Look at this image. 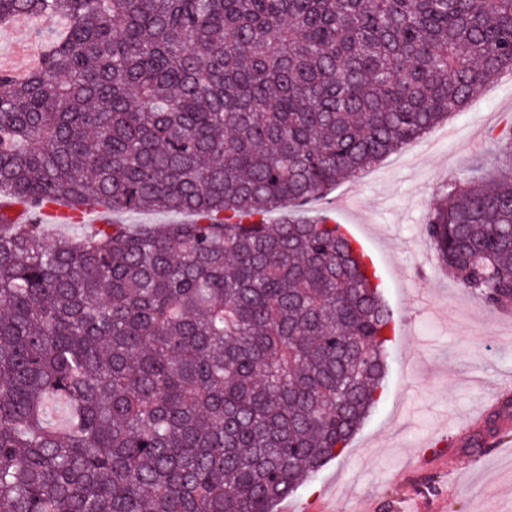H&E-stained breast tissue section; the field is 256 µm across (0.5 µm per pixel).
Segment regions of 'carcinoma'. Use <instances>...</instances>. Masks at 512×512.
Masks as SVG:
<instances>
[{"label": "carcinoma", "instance_id": "1", "mask_svg": "<svg viewBox=\"0 0 512 512\" xmlns=\"http://www.w3.org/2000/svg\"><path fill=\"white\" fill-rule=\"evenodd\" d=\"M30 15L66 27L0 74V194L196 220L48 243L0 213V512H273L379 403L396 326L343 225L267 215L512 68V0H0ZM494 140L426 234L507 309Z\"/></svg>", "mask_w": 512, "mask_h": 512}]
</instances>
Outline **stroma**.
I'll return each mask as SVG.
<instances>
[{
    "label": "stroma",
    "mask_w": 512,
    "mask_h": 512,
    "mask_svg": "<svg viewBox=\"0 0 512 512\" xmlns=\"http://www.w3.org/2000/svg\"><path fill=\"white\" fill-rule=\"evenodd\" d=\"M59 22L36 18L0 30V67L27 69L14 44L39 47ZM512 126V71L465 109L358 176L325 200L268 216H331L354 225L381 274L391 310L408 324L389 345L384 394L344 454L279 502L274 512H512V415L501 417L496 452L479 454L480 416L501 406L512 380V309L489 307L453 279L423 232L442 186L482 166L498 175L491 134Z\"/></svg>",
    "instance_id": "obj_1"
}]
</instances>
